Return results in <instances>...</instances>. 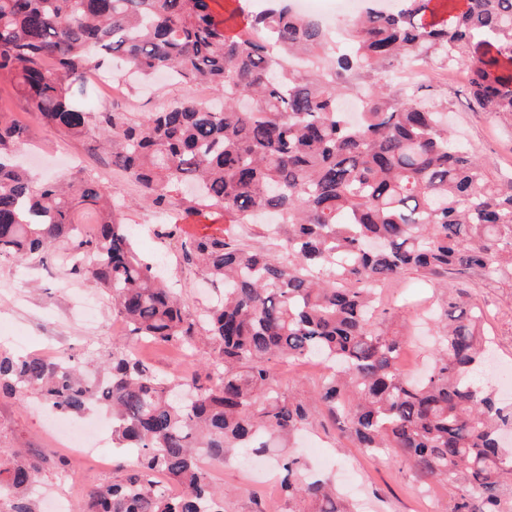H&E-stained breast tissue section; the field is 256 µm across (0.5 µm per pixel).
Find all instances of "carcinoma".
Wrapping results in <instances>:
<instances>
[{"label":"carcinoma","instance_id":"obj_1","mask_svg":"<svg viewBox=\"0 0 512 512\" xmlns=\"http://www.w3.org/2000/svg\"><path fill=\"white\" fill-rule=\"evenodd\" d=\"M372 2L348 29V50L327 62L328 30L288 0H265L219 20L209 0H0V76L22 108L74 140L93 139L166 210L195 186L186 216L222 212L227 226L188 233L185 264L223 286L191 313L133 247L121 207L90 172L37 184L13 161L29 128L0 110V262L64 247L69 275L112 300L126 336L207 356L190 375L161 374L114 342L104 353L15 357L0 351V394L30 393L62 413L101 408L112 440L134 451L112 460L113 481L78 512H224V492L197 460L231 448L264 453L309 424L303 401L282 391L277 361L317 356L336 366L315 391L358 448L395 455L419 482L456 487L450 512H512V406L483 385L490 338L483 311L448 277H512V181L495 183L454 140L444 113L418 103L425 85L391 92L380 72L412 58L467 67L480 112L512 118V0H460L448 23L426 20L432 0ZM120 60L143 78L165 72L186 95L138 117L87 112L90 73ZM362 98L351 122L339 101ZM84 209L98 233L83 235ZM262 224L271 249L238 229ZM408 271L443 292L438 348L418 380L398 367L404 340L383 329L379 287ZM4 512H36L40 466L1 460ZM281 490L307 512H355L305 462H282ZM184 488L171 496L159 477Z\"/></svg>","mask_w":512,"mask_h":512}]
</instances>
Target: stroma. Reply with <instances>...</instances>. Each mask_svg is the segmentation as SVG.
Returning <instances> with one entry per match:
<instances>
[{"instance_id": "stroma-1", "label": "stroma", "mask_w": 512, "mask_h": 512, "mask_svg": "<svg viewBox=\"0 0 512 512\" xmlns=\"http://www.w3.org/2000/svg\"><path fill=\"white\" fill-rule=\"evenodd\" d=\"M466 74L461 70L444 71L434 63L427 80V103L450 112L456 133L479 157L486 171L496 181L512 177V119H494L468 106ZM129 90L122 106L140 114L159 102L183 95V87L168 81L143 85L129 79ZM17 120L30 129L31 140L21 147L19 159L35 178L65 179L68 163L82 157L94 161V143L74 141L44 127L33 114L20 112ZM101 182L113 197L126 203V222L138 251L161 264L164 277L179 288L183 303L192 312L203 311L217 289L200 271L183 266L180 245L155 236L160 219L182 217L184 195L174 192L165 216L152 208L138 206L136 185L124 173L102 165L97 169ZM455 287L465 288L486 312L484 328L494 341L495 360L500 370L512 372V280L481 283L462 275ZM97 294L90 283L73 281L62 254L47 262L30 261L21 266L0 264V347L18 354H53L49 336H58L59 350L80 359L90 350L89 337L103 343L121 339L124 329L112 311L110 298H103V312L95 325L82 322L79 307L81 293ZM435 288L413 273L405 274L382 291L383 301L394 303L395 314L390 330L405 338L400 360L405 374L424 369L433 348L425 306L435 305ZM276 379L288 394L311 401V424L299 438L297 450L306 458L312 472L331 478L337 488L353 486L372 512H448L456 490L439 484H421L400 458L373 457L356 447L352 437L338 428L327 410L314 403L313 394L320 379L312 361L278 363ZM0 448L18 449L31 456L63 458L64 468L55 463L41 472L43 488L60 496L84 501L97 485L111 481L112 474L100 470L96 457L72 455L62 440L48 426V414L30 398L0 397ZM282 447L268 449L263 461L247 462L242 452L232 451L224 462L206 461L216 487L225 491L224 512H294L295 503L281 495L277 481L276 459Z\"/></svg>"}]
</instances>
